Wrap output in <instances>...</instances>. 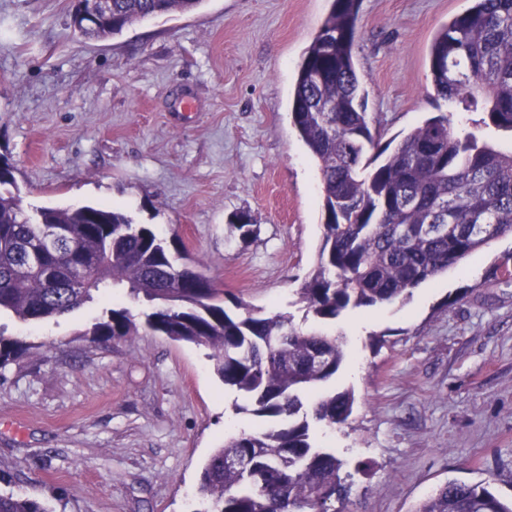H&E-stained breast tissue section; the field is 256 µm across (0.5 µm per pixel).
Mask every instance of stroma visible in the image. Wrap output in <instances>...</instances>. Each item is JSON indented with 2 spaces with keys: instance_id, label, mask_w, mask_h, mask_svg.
<instances>
[{
  "instance_id": "stroma-1",
  "label": "stroma",
  "mask_w": 512,
  "mask_h": 512,
  "mask_svg": "<svg viewBox=\"0 0 512 512\" xmlns=\"http://www.w3.org/2000/svg\"><path fill=\"white\" fill-rule=\"evenodd\" d=\"M332 0H202L105 41L74 36L71 0H0V155L25 205L115 208L177 238L235 297L343 336L345 425H317L352 474L341 512H416L450 481L512 500V236L391 304L326 324L298 290L321 236V178L290 121L297 69ZM470 0H361L354 59L384 141L437 113L429 47ZM255 225L230 234L236 215ZM90 303L35 325L0 369V472L48 512H197L201 470L256 420L206 347L150 331L90 342Z\"/></svg>"
}]
</instances>
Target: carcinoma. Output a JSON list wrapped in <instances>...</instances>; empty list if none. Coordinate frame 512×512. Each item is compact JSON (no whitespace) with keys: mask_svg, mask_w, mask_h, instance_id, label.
<instances>
[{"mask_svg":"<svg viewBox=\"0 0 512 512\" xmlns=\"http://www.w3.org/2000/svg\"><path fill=\"white\" fill-rule=\"evenodd\" d=\"M200 0H112L110 16L75 34L105 40L145 19L194 10ZM360 0H332L300 62L291 121L321 175V243L299 290L306 314L335 320L348 308L393 303L419 284L512 234V151L480 132L512 131V0H472L434 37L431 83L438 97L482 114L456 133L445 113L381 144L361 92L353 46ZM8 157L0 167V315L35 323L69 314L122 288L143 306L142 324L112 308L87 335L132 336L139 326L206 345L224 388L241 395L260 426L224 440L203 466L198 512H335L350 473L336 452L314 445L312 424H344L354 395L305 399L348 359L343 338L304 331L290 317L237 314L195 266L178 263L176 239L120 211L93 205L27 210ZM29 350L0 329V366ZM247 456L251 468L228 462ZM0 512H48L0 493ZM418 512H512L484 483L448 482Z\"/></svg>","mask_w":512,"mask_h":512,"instance_id":"carcinoma-1","label":"carcinoma"}]
</instances>
